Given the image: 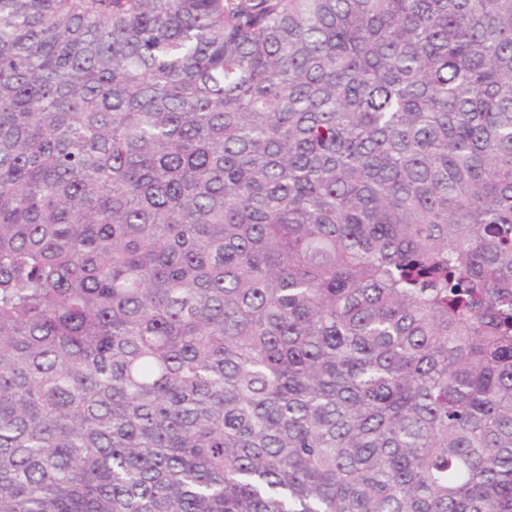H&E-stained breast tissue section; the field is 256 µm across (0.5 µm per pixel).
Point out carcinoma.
<instances>
[{"label":"carcinoma","instance_id":"carcinoma-1","mask_svg":"<svg viewBox=\"0 0 512 512\" xmlns=\"http://www.w3.org/2000/svg\"><path fill=\"white\" fill-rule=\"evenodd\" d=\"M0 512H512V0H0Z\"/></svg>","mask_w":512,"mask_h":512}]
</instances>
